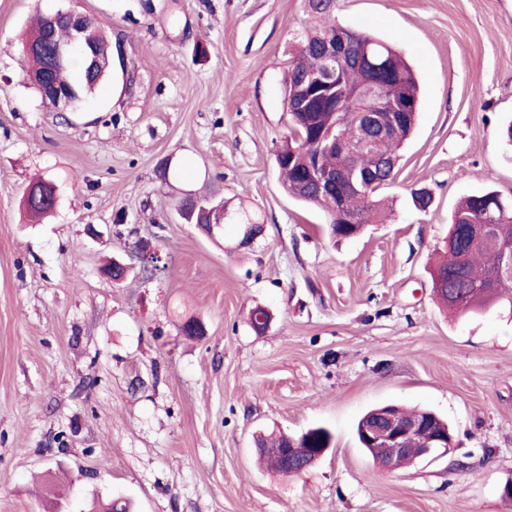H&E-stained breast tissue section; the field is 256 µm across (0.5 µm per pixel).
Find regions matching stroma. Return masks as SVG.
Returning a JSON list of instances; mask_svg holds the SVG:
<instances>
[{
    "label": "stroma",
    "mask_w": 512,
    "mask_h": 512,
    "mask_svg": "<svg viewBox=\"0 0 512 512\" xmlns=\"http://www.w3.org/2000/svg\"><path fill=\"white\" fill-rule=\"evenodd\" d=\"M90 16L124 66L75 112L26 78L35 14ZM303 0H0V512H512V313L451 316L430 269L464 197L512 202V0H336L392 43L421 88L387 218L331 239L282 188L275 153ZM171 158L181 176L163 182ZM55 180L34 221L23 193ZM219 191L211 239L171 207ZM432 202L415 208L411 193ZM261 234L242 245L244 221ZM133 270L106 274L112 259ZM265 308L255 332L249 312ZM196 318L204 335L187 336ZM448 420V456L392 471L356 437L369 409ZM322 427L287 476L259 434Z\"/></svg>",
    "instance_id": "1"
}]
</instances>
